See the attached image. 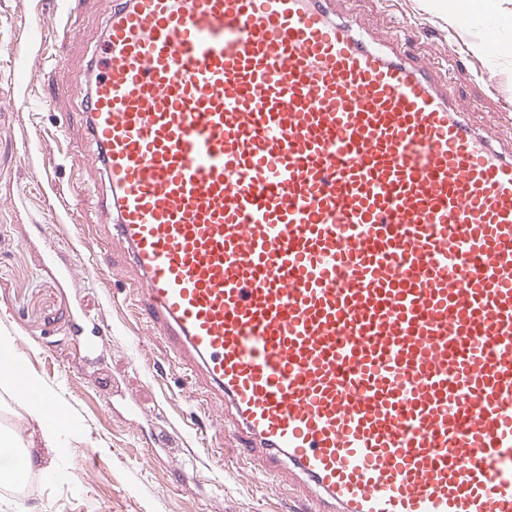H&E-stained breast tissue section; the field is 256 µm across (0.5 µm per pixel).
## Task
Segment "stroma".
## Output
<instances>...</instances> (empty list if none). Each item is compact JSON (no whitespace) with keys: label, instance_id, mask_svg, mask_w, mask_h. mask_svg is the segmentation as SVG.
<instances>
[{"label":"stroma","instance_id":"35a3bbf8","mask_svg":"<svg viewBox=\"0 0 512 512\" xmlns=\"http://www.w3.org/2000/svg\"><path fill=\"white\" fill-rule=\"evenodd\" d=\"M453 0H334L355 33L433 67L464 106L470 124L493 125L512 147V0H497L489 54L483 21H456ZM117 0H0V329L14 355L68 405L75 432L43 449V464L22 491L0 489V512H317L295 486L263 473L235 433L206 448L216 412L190 400L168 344L141 314L137 272L112 240L104 177L79 123L74 74L102 51V30ZM54 31L68 45L55 66L40 42ZM30 112L14 110L20 96ZM67 138L59 140L60 120ZM107 245L112 267L92 269ZM103 333L88 356L73 325Z\"/></svg>","mask_w":512,"mask_h":512}]
</instances>
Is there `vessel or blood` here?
Segmentation results:
<instances>
[{
    "instance_id": "1",
    "label": "vessel or blood",
    "mask_w": 512,
    "mask_h": 512,
    "mask_svg": "<svg viewBox=\"0 0 512 512\" xmlns=\"http://www.w3.org/2000/svg\"><path fill=\"white\" fill-rule=\"evenodd\" d=\"M106 34L73 88L190 394L329 512H512V153L327 0Z\"/></svg>"
}]
</instances>
